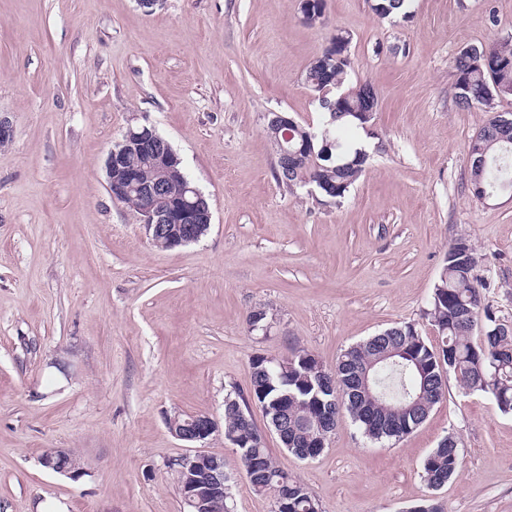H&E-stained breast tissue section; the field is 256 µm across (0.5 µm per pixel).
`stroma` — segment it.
Instances as JSON below:
<instances>
[{
    "instance_id": "1",
    "label": "stroma",
    "mask_w": 512,
    "mask_h": 512,
    "mask_svg": "<svg viewBox=\"0 0 512 512\" xmlns=\"http://www.w3.org/2000/svg\"><path fill=\"white\" fill-rule=\"evenodd\" d=\"M381 19L367 0H0V512H186L169 464L186 452L176 413L224 418L251 360L301 347L334 367L349 346L414 325L450 244L479 258L483 303L512 323V195L480 201L469 143L489 118L460 109L450 62L512 37V0H410ZM350 34L348 86L378 106L366 170L338 201L288 190L265 126L284 112L319 128L304 82L334 30ZM167 139L208 198L209 233L163 250L112 199L103 162L131 126ZM265 310L268 332L251 330ZM290 480L322 512H512V414L450 381L427 421L395 443L341 417L302 460L250 409ZM446 436L458 477L431 489L422 462ZM51 448L79 479L40 463ZM41 464L47 470L74 480L84 474L80 459L65 449L51 448L47 450L41 457Z\"/></svg>"
}]
</instances>
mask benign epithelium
I'll return each instance as SVG.
<instances>
[{
    "instance_id": "obj_1",
    "label": "benign epithelium",
    "mask_w": 512,
    "mask_h": 512,
    "mask_svg": "<svg viewBox=\"0 0 512 512\" xmlns=\"http://www.w3.org/2000/svg\"><path fill=\"white\" fill-rule=\"evenodd\" d=\"M290 117L285 112H272L267 127L283 130L282 163L298 159L306 149L301 145L291 149L292 135L288 131ZM144 156L154 165L156 177L143 181L131 156ZM181 159L170 143L154 129L143 126L128 128L121 139L113 143L104 160L107 189L115 198L131 197L138 202V218L145 235L155 245L173 249L195 243L211 226L212 212L205 195L192 183L185 182L182 196L172 198L167 193V181L180 175ZM347 391L351 394L369 389L368 368L357 366L348 375ZM170 433L189 444L190 452L178 459L183 476L181 497L188 512H224V458L205 450L206 441L219 432L220 426L204 414L168 421ZM44 468L78 479L83 474L80 459L72 452L51 448L41 457Z\"/></svg>"
}]
</instances>
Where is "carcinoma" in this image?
<instances>
[{
    "mask_svg": "<svg viewBox=\"0 0 512 512\" xmlns=\"http://www.w3.org/2000/svg\"><path fill=\"white\" fill-rule=\"evenodd\" d=\"M371 10L384 19L406 14L403 0H377ZM323 11L324 0L300 7L303 20L310 25L321 21ZM350 43V34L339 31L306 72L305 84L313 91H326V98L336 109L324 108L325 119L317 132L294 123V141H312V151L302 155L287 172L281 165L275 166L278 183L291 191L312 183L321 191H336L334 199L340 200L366 169L368 154L355 147L354 130L361 122L352 113L378 103V97L368 84L343 89L352 69ZM489 50L488 59L462 52L455 57L451 91L459 107L477 105L492 112L499 98L496 87L512 88V42L503 41ZM494 123L492 118L480 129L482 133L490 132V138L481 141L486 165L481 168L471 164L470 181L478 198L483 192L496 194L505 187L512 189V127L494 130ZM477 267L476 253L467 241L460 239L451 244L426 312L438 333V345L427 342L412 325L386 329L384 334L344 352L336 364L334 393L321 387V370L313 356L303 350L295 349L288 358L269 361L253 357L251 385L266 416L278 417L299 431L296 438L281 440L282 447L304 460L324 452L310 447V441L324 436L318 413L312 407L284 404L287 394L300 398L318 395L332 407V413L347 412L363 434L376 441H398L416 430L444 397L452 378L473 392L483 393L487 386L494 388L491 397L499 411L512 413V344L499 335L502 325L494 313L482 306ZM388 347L398 353L373 369L370 383L374 399L343 395L342 383L349 365L371 361ZM248 400L240 393L227 394L224 432L247 440V447L237 449L236 462L250 486L259 495L277 492L288 504L287 512H321L316 498L303 485L288 479L265 444L252 440L259 430L253 421L240 417V412H249ZM384 418L399 420L397 429L379 425ZM254 458L262 460L260 474L249 469ZM460 466L457 443L445 438L423 461L424 480L434 489L456 477Z\"/></svg>",
    "mask_w": 512,
    "mask_h": 512,
    "instance_id": "1",
    "label": "carcinoma"
}]
</instances>
